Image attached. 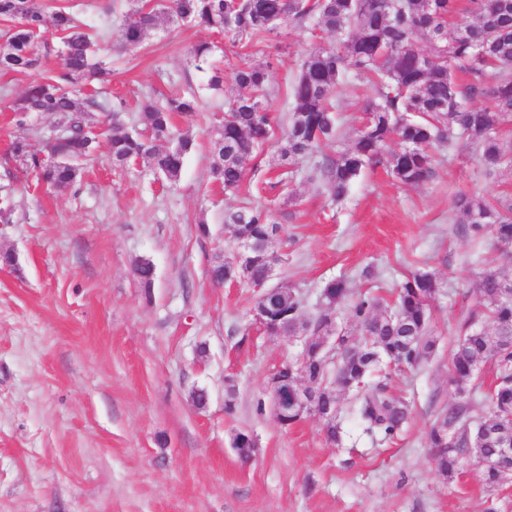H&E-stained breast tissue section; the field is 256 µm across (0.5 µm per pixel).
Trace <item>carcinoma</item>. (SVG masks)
<instances>
[{"label": "carcinoma", "mask_w": 512, "mask_h": 512, "mask_svg": "<svg viewBox=\"0 0 512 512\" xmlns=\"http://www.w3.org/2000/svg\"><path fill=\"white\" fill-rule=\"evenodd\" d=\"M135 2L137 19L124 25L120 34L126 47L140 45L150 29L180 22L240 40L262 39L267 33L309 21L335 34L336 46L317 47L302 63L291 88L288 127L277 141L276 153L282 165L321 156L316 169L336 198L345 195L354 179L382 156L396 181L416 186L432 174L431 150L452 148L463 137L475 146L487 173L512 169V141L498 136L501 127L512 123V0H466L462 7L460 0H249L238 10L230 9L225 0ZM460 11L468 17L462 25L453 21ZM0 20L12 23L11 35L0 47V71L39 69L42 27L48 24L61 35L59 70L29 86L15 112L67 116L66 140L48 145L49 153H61L66 159L52 162L34 152L21 119L11 156L47 187L67 189L76 182L83 163L93 157L95 138L88 118L102 108L98 94L87 92L80 97L74 87L104 81L110 68L98 56L91 36L76 24L70 3L56 5L48 13L41 0H0ZM349 69L365 82V121L353 148L335 158L322 153V148L336 138L333 112L338 86ZM455 69L470 80L458 83ZM268 82L267 69L253 63L236 67L227 80L221 73L211 78L212 87L224 88L225 96L211 173L226 192L241 190L244 160L272 137ZM196 110L194 94L171 96L161 107L147 102L142 106L145 133L125 130L118 113H112L108 139L112 163L122 166L143 159L154 173L177 181L191 138L176 132L174 115ZM161 141L168 146L160 148ZM453 211L465 235L481 239L490 234L495 246L512 247V197L493 204L477 194L461 193L453 200ZM225 226L232 241L249 239L264 248L235 268L234 256L224 257L210 268L211 280L216 284L263 280L278 230L272 210L262 204L243 206L228 215ZM506 288L512 289V280L485 270L478 283V305L458 322L449 379L459 400L437 416L427 436L438 471L450 478L464 462L476 465L496 458L484 429L495 428L512 440V299L503 295ZM437 291L432 273H412L385 305L373 295L353 299L345 282L333 281L325 288L323 306L306 319L298 293L281 286L274 294L273 314L288 323V336L300 330L307 333L312 349L324 338L336 339L335 361L325 369L312 366L299 380L314 385L317 401L331 411L338 407L332 387L350 393L361 433L387 441L397 437L410 413L404 399L388 392L392 376L417 368L435 350L429 303ZM341 305L355 318L358 336L334 331L332 320ZM486 318L494 325L492 333L476 328ZM488 360L493 362L495 380L484 391L474 379L480 363ZM483 403L490 407L487 420L476 416ZM327 437L342 444L341 417L327 420Z\"/></svg>", "instance_id": "obj_1"}]
</instances>
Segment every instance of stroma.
<instances>
[{"label":"stroma","instance_id":"1","mask_svg":"<svg viewBox=\"0 0 512 512\" xmlns=\"http://www.w3.org/2000/svg\"><path fill=\"white\" fill-rule=\"evenodd\" d=\"M80 2L112 63L101 98L119 105L126 129H143L148 99L191 91L199 108L175 119L193 140L176 184L143 162L113 167L102 146L72 187L54 192L8 154L18 131L12 107L34 76L0 73V203L11 209L0 252L15 258L0 263V512H512V483L486 491L467 463L447 477L426 444L437 414L457 401L449 354L461 315L478 300L480 273L512 279V259L458 231L452 200L460 191L512 193V173L487 176L474 149L459 144L435 156L425 183L402 186L377 164L336 201L310 180L313 160L288 174L269 148L246 159L240 192H224L211 174L224 95L208 88L192 45L214 39L213 63L227 73L243 62L268 65L281 134L303 59L333 36L290 27L246 47L185 23L125 49L119 31L133 0ZM337 101L333 157L362 125L366 98L353 74ZM283 173L284 186L276 182ZM248 203L268 205L283 228L272 245L283 257L275 282L296 289L303 315L317 311L334 279L388 299L410 273L436 275V351L392 383V394L413 404L393 441L361 435L346 394L342 444L326 439L317 418L290 427L276 420L267 379L300 343L259 330L251 285L219 287L209 277L230 242L225 215ZM202 223L209 235L199 233ZM143 260L155 269L148 288L136 273ZM368 267L373 277H364ZM201 388L209 394L202 407ZM240 433L256 442L251 461L234 446Z\"/></svg>","mask_w":512,"mask_h":512}]
</instances>
